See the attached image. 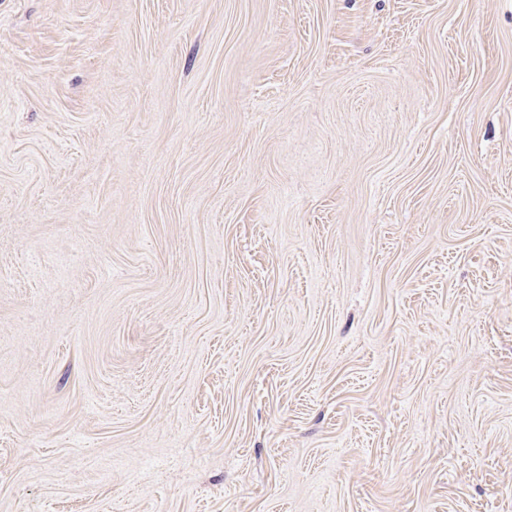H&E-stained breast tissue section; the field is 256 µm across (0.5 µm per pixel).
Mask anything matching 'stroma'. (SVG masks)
Segmentation results:
<instances>
[{
  "instance_id": "35a3bbf8",
  "label": "stroma",
  "mask_w": 512,
  "mask_h": 512,
  "mask_svg": "<svg viewBox=\"0 0 512 512\" xmlns=\"http://www.w3.org/2000/svg\"><path fill=\"white\" fill-rule=\"evenodd\" d=\"M0 512H512V0H0Z\"/></svg>"
}]
</instances>
